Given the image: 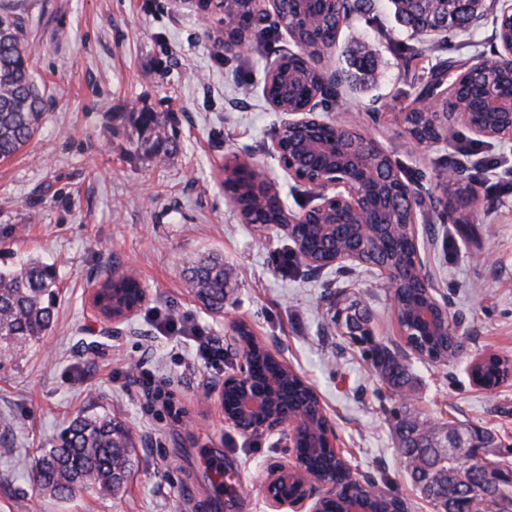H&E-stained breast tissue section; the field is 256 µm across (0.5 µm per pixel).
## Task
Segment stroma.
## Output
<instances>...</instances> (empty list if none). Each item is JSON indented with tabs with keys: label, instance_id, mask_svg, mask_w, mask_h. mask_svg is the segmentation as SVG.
Listing matches in <instances>:
<instances>
[{
	"label": "stroma",
	"instance_id": "obj_1",
	"mask_svg": "<svg viewBox=\"0 0 512 512\" xmlns=\"http://www.w3.org/2000/svg\"><path fill=\"white\" fill-rule=\"evenodd\" d=\"M24 17L43 91L38 133L0 161V267L35 254L53 263L60 293L55 322L23 356L0 360V512H272L267 470L291 458L276 434L249 435L224 424L217 394L241 358L229 327L246 322L315 388L337 443L356 476L399 494L409 512H434L405 479L396 452L389 391L358 348L331 325L332 298L359 300L378 339L406 347L378 270L361 265L315 270L273 230L243 223L224 193V160L260 164L288 208L312 205L270 148L283 116L263 96L266 69L288 39L268 25L241 53L225 54L218 19L203 22L193 0H4ZM498 0L449 41L403 27L391 0H369L339 32L329 63L348 80L324 112L361 127L406 171L423 199L425 262L460 322L464 350L448 363L415 360V409L435 423L495 432L501 459L512 456V380L486 390L470 363L495 354L512 360V185H493L481 162L512 159V141L485 143L462 126L447 141L415 146L381 115L400 111L439 59L492 57L499 45ZM424 53L410 58V49ZM370 51L373 72L357 76L353 55ZM158 112L174 136L168 154L135 150L130 112ZM463 166L492 207L465 217L433 205L448 166ZM473 228L461 237L457 219ZM223 258L224 310L207 309L191 287L195 259ZM131 270L148 301L119 325L94 311L90 281ZM189 318L223 347L203 360L192 335L165 330L167 315ZM165 384L180 416L144 414V383ZM107 412L138 444L124 491H83L59 501L42 494L31 470L69 420ZM221 466L223 483L212 478Z\"/></svg>",
	"mask_w": 512,
	"mask_h": 512
}]
</instances>
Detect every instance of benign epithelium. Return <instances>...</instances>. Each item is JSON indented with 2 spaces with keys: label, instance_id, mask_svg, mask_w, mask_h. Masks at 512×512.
Instances as JSON below:
<instances>
[{
  "label": "benign epithelium",
  "instance_id": "7a95c632",
  "mask_svg": "<svg viewBox=\"0 0 512 512\" xmlns=\"http://www.w3.org/2000/svg\"><path fill=\"white\" fill-rule=\"evenodd\" d=\"M233 0H209L223 13L224 52L234 54L249 45L250 35L230 36L239 23L231 7ZM282 0H251V23L260 19V13L278 17ZM294 11L290 23L284 26L289 42L296 50L286 49L269 63L266 80L279 77L281 65L289 57L302 59L316 71L318 91L312 94L304 108L293 112L280 101L268 99L273 110L286 115L272 145V155L288 177L307 186L316 200L309 209L297 212L279 202L274 227L282 231L295 244L298 255L309 266L318 270L349 263L374 267L385 278L396 318H401V294L406 288H423L427 293L428 307L419 319V327L448 335V303L438 298L422 256L425 245L419 241L417 231V196L401 169L391 156L372 137L356 125H342L319 112L320 99L329 88L343 81L344 75L331 68L325 60L309 55L308 39L299 37L304 29V18L312 12L323 11L345 21L347 0H289ZM475 77L489 73L502 78V82L480 86L473 98V109L482 115L474 122L471 113L458 111L448 93V83L442 82L421 90L414 107L428 114L433 124L448 131L455 125L468 128L477 139H512V32L501 41L495 55L477 58L468 63ZM244 180L258 202L277 194L258 163L248 157L236 156L224 161V182ZM445 188L453 193L438 203L443 207L485 205L487 200L480 192L466 184L462 171L448 169L443 176ZM335 238V251L329 258L318 261L309 252L310 245L324 236ZM148 299L147 289H141L138 301L112 313V324L122 323ZM353 310L332 307L331 321L345 336H372L374 331L366 323L358 330H344L351 320ZM232 336L242 349V363L238 371L224 377L221 391L229 388L238 396L237 407L222 409L224 423L246 434L277 432L288 441V447H297L298 440L310 421L304 410L291 409L284 404L275 412L267 409L277 400L279 382L269 381L265 386L255 385L247 366L258 339L247 323L240 321L232 327ZM316 415L320 418L323 435L328 438L334 454L336 432L323 403H318ZM301 478L302 489L293 497H284L279 491L280 480ZM512 483V469L487 468L480 484L485 493H494L501 485ZM269 505L274 512H321V500L329 497L326 487L301 467L298 458L286 465L268 469L264 486Z\"/></svg>",
  "mask_w": 512,
  "mask_h": 512
}]
</instances>
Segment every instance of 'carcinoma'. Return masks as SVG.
Listing matches in <instances>:
<instances>
[{
	"label": "carcinoma",
	"instance_id": "obj_1",
	"mask_svg": "<svg viewBox=\"0 0 512 512\" xmlns=\"http://www.w3.org/2000/svg\"><path fill=\"white\" fill-rule=\"evenodd\" d=\"M430 0L412 10L392 0L395 15L415 33L432 28L433 21L424 8ZM43 97L32 75V56L23 34V21L13 10H0V160H7L28 145L36 135L42 117ZM137 134L136 149L155 155L169 151L170 137L166 121L155 112H139L133 117ZM189 280L198 297L212 310L224 308L227 273L224 261L199 259L188 268ZM59 281L55 267L40 257L28 255L14 266L0 268V354H20L31 348L54 323ZM140 284L133 279L101 284V298L107 308H121L136 301ZM410 340L436 362L448 357L459 336H412ZM360 352L378 373L392 393L409 387L414 380L410 361L372 337L363 339ZM249 370L261 380L271 370L267 356L252 355ZM483 385L497 386L507 372L506 364L490 357L480 366ZM398 448L405 463L406 477L412 489L427 487L432 474L438 473L448 482V500L436 506L444 512H459L472 502L481 512H512V485L505 484L494 497L478 496L474 477L488 467H505L491 457L488 448L494 443L485 429L455 425L453 429L468 435L459 448H443L439 437L424 436L416 429L417 416L402 402L393 408ZM135 454V438L129 427L109 413L78 415L61 432L49 448L41 449L34 462L36 486L58 500H67L80 491L101 497H114L122 492L131 471ZM306 469L319 474L336 486V498L323 503V512H343L350 486L343 482L344 465L334 461L332 449L326 447L296 449Z\"/></svg>",
	"mask_w": 512,
	"mask_h": 512
}]
</instances>
